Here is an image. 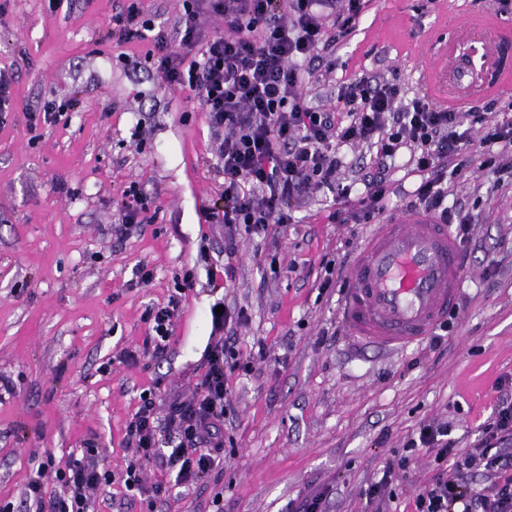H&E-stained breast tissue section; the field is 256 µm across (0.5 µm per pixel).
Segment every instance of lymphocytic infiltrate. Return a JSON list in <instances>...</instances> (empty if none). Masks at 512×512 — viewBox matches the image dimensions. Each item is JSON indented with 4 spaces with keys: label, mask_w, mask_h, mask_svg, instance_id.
Listing matches in <instances>:
<instances>
[{
    "label": "lymphocytic infiltrate",
    "mask_w": 512,
    "mask_h": 512,
    "mask_svg": "<svg viewBox=\"0 0 512 512\" xmlns=\"http://www.w3.org/2000/svg\"><path fill=\"white\" fill-rule=\"evenodd\" d=\"M364 0H182V13L173 31L157 29L141 0H128L112 17L119 40H150L148 54L170 87L196 92L210 125L223 130L216 152L224 172V206L208 210L209 223L224 227V250L234 253L240 233L280 231L292 221L291 206L317 201L334 192L337 210L347 202L350 186L340 180L344 161L340 149L370 148L376 163L362 173L364 197L349 216L353 223L379 214L388 192V160L408 154L410 162L427 174L415 190V207L454 223L458 240H466L470 226L452 222L448 211V165L463 147L477 145L483 164L494 173L512 174V113L462 112L438 107L429 97L402 101L395 85L380 76L344 81L336 93L337 109L309 105L306 79L322 81L321 60L334 51L341 34L355 28ZM224 20L223 30L202 32L201 12ZM482 125L473 140L470 125ZM116 238H124L135 224L149 223V201L139 183L125 187L117 204ZM215 340L207 369L191 399L172 405L166 420L157 416L156 400L143 396L126 421L133 450L119 474L75 458L63 463L40 462L25 491L24 512H92L93 493L112 479L127 491L144 497L149 512L164 502L163 482L147 483L143 466L161 461L175 470L181 487H196L214 468L224 449V415L230 407L226 374L249 372L237 358L236 329L245 322L244 310L223 309L211 317ZM498 403L481 426V438L471 452L454 458L448 424L421 425L407 442L409 453L386 462L380 481L364 491L366 501L382 498L395 469L412 461L413 451L434 450L435 462L452 461V478L433 487L414 490L413 512H512V385L500 382ZM483 470L493 476L491 488L477 490L466 473ZM55 475L60 492H48L45 479Z\"/></svg>",
    "instance_id": "lymphocytic-infiltrate-1"
}]
</instances>
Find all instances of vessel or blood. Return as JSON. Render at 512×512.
<instances>
[{
	"mask_svg": "<svg viewBox=\"0 0 512 512\" xmlns=\"http://www.w3.org/2000/svg\"><path fill=\"white\" fill-rule=\"evenodd\" d=\"M480 46L484 66L495 62L502 36L492 23H463L454 33ZM441 105L458 103L457 89L488 91L472 74L457 73L453 56L421 68ZM463 252L448 225L433 213L408 209L387 215L365 238L347 276L338 314L348 334L382 351L402 352L433 336L457 307Z\"/></svg>",
	"mask_w": 512,
	"mask_h": 512,
	"instance_id": "1",
	"label": "vessel or blood"
}]
</instances>
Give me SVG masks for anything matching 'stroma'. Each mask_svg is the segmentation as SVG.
Segmentation results:
<instances>
[{
  "mask_svg": "<svg viewBox=\"0 0 512 512\" xmlns=\"http://www.w3.org/2000/svg\"><path fill=\"white\" fill-rule=\"evenodd\" d=\"M122 0H0V69L14 74L0 121V506L19 507L39 462L97 449L101 469L131 458L125 423L152 392L160 412L192 396L206 366L211 308H245L240 359L228 376L233 409L224 454L188 490L168 470L160 512H288L324 490L326 512H373L360 491L405 453L420 423L446 422L473 447L512 377V181L483 170L470 149L455 157L448 205L471 225L455 319L439 343L399 354L353 344L337 319L339 293L322 288L326 261L352 263L366 224H339L332 198L293 208L281 234L242 235L233 258L206 223L222 204L224 174L207 115L193 92L167 87L145 57L150 42L109 37ZM496 14L512 41V14L496 0H368L359 25L309 84L312 104L335 102L343 79L381 74L404 99L421 92L418 55L452 43L459 18ZM74 109L29 124L54 99ZM146 131L135 144V125ZM153 199L150 223L124 240L111 227L130 182ZM231 264V276L220 269ZM153 279L140 285L137 268ZM194 286L182 290L184 275ZM178 298L166 353L138 350L147 309ZM438 472L420 450L397 472L389 512H412L411 492Z\"/></svg>",
  "mask_w": 512,
  "mask_h": 512,
  "instance_id": "35a3bbf8",
  "label": "stroma"
}]
</instances>
